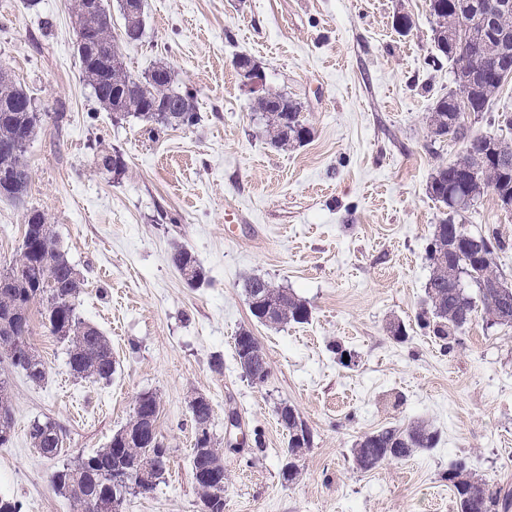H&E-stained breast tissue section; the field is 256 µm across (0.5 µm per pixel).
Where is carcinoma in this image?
<instances>
[{
	"label": "carcinoma",
	"mask_w": 512,
	"mask_h": 512,
	"mask_svg": "<svg viewBox=\"0 0 512 512\" xmlns=\"http://www.w3.org/2000/svg\"><path fill=\"white\" fill-rule=\"evenodd\" d=\"M117 7L124 19V31L144 32V11L128 12L123 0ZM488 0H429L434 18V42L437 51L453 63L454 89L439 98L430 116L433 136L449 137L462 143L459 157L440 165L431 176L428 192L448 210L446 218L434 225L428 258L432 272L426 285L427 307L432 324L438 326L433 337L444 348L453 350L458 335L476 316L492 325L512 327V282L495 262V249L502 245L497 231L472 233L455 217L466 211L455 206L461 197L474 205L484 190L497 196L501 209L505 199L512 200V144L497 135L458 124L456 115L473 112L481 117L489 111L491 100L512 75V11L502 13L487 29L481 14ZM71 16L80 18L73 25L76 50L83 81L92 89L99 104L109 112H120L146 123V131L157 135L167 129L191 126L197 119L194 95L176 86L175 71L159 63L147 77L149 90L136 82L117 56L120 47L112 36V14L108 4L100 13L82 18L80 0H72ZM474 73L482 75L472 83ZM31 96L16 81L0 72V167L13 172V181L0 186V198L22 202L27 195L31 171L26 159L27 147L43 124L25 108ZM254 111L265 120L266 132L277 148L300 146L311 136V129L300 118L296 103L281 92L266 91V97L254 103ZM97 164L119 177L126 172L123 155L117 151L97 156ZM172 264L191 286L205 280V271L193 254L177 245L170 254ZM463 270L462 292L449 287L457 270ZM7 283L0 287V350L8 348L12 364L25 371L33 383L47 377V367L28 343L32 309L49 332L67 344L70 373L80 379L109 382L116 370L112 347L101 331L82 320L76 307L82 282L67 254L60 247L53 225L45 214L29 208L24 214V236L18 258L4 273ZM243 288L252 316L265 325L305 323L311 316L307 303L290 289L271 281L250 276ZM241 349L236 360L245 377L262 385L268 374L260 365L265 354L256 337L241 330ZM134 409L146 417L158 418L159 402L152 393L135 399ZM194 424L212 419V405L198 396L190 403ZM278 420L288 439L299 433L310 434L306 423L292 407L283 409ZM13 428L11 395L6 381L0 379V445L9 442ZM30 438L42 454L58 456L63 450V431L53 420H35ZM438 431L423 422L388 427L361 437L351 449L355 467L370 471L384 462L406 460L439 443ZM191 472L200 495L202 512H224V458L216 448L213 435L203 444H194ZM167 449L158 436H144L129 424L112 436L109 444L85 457L77 458L52 477L58 492L69 497L77 512H118L125 495L114 485L117 471L145 469L140 492L153 490L166 470ZM448 486L452 489L457 512H509L512 494L494 489L477 477L461 458L448 467Z\"/></svg>",
	"instance_id": "cac0c4a2"
}]
</instances>
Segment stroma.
I'll use <instances>...</instances> for the list:
<instances>
[{"label": "stroma", "instance_id": "obj_1", "mask_svg": "<svg viewBox=\"0 0 512 512\" xmlns=\"http://www.w3.org/2000/svg\"><path fill=\"white\" fill-rule=\"evenodd\" d=\"M400 13L414 21L405 34L393 25ZM144 18L143 40L122 47L129 72L169 63L198 113L195 125L153 138L140 119L114 120L82 82L70 0L32 9L0 0V70L46 114L27 149L25 205L0 198V271L21 247L25 208L41 210L85 279L77 312L107 336L116 361L110 382L74 378L66 344L37 315L30 343L46 379L32 383L0 352L14 419L0 446V496L22 512H74L53 474L106 447L145 392L159 400L168 465L152 491L126 495L121 512H201L189 410L200 395L224 450V512H455L444 475L457 458L512 489V329L475 319L448 353L417 325L442 218L427 184L461 152L427 131L453 79L436 57L428 0H145ZM241 55L298 103L307 143L270 144L241 87ZM103 149L123 155L124 176L97 169ZM462 221L475 233L497 229L506 247L496 262L512 281V213L488 190ZM176 243L204 267L199 285L171 264ZM254 275L306 301L309 321L257 322L243 288ZM393 320L406 325L404 342L389 336ZM244 329L270 367L260 386L235 360ZM337 342L356 365L338 362ZM284 405L312 434L291 483L281 477ZM231 412L238 451L225 439ZM47 418L64 434L51 459L29 437ZM413 421L439 432L437 448L356 469L357 439Z\"/></svg>", "mask_w": 512, "mask_h": 512}]
</instances>
